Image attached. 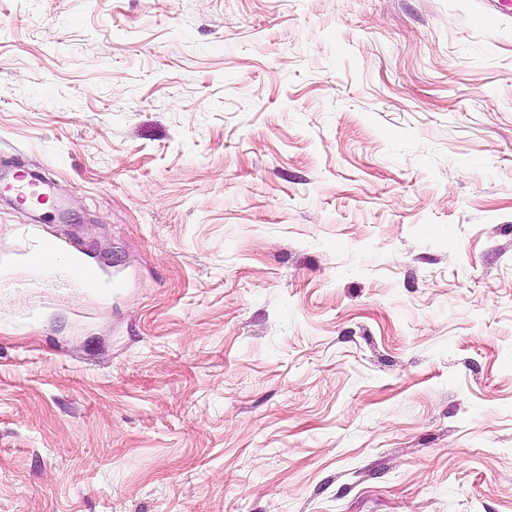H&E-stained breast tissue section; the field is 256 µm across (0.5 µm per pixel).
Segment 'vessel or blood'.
Wrapping results in <instances>:
<instances>
[{
	"label": "vessel or blood",
	"mask_w": 512,
	"mask_h": 512,
	"mask_svg": "<svg viewBox=\"0 0 512 512\" xmlns=\"http://www.w3.org/2000/svg\"><path fill=\"white\" fill-rule=\"evenodd\" d=\"M0 194L19 204L32 197L51 203L56 200L52 178L21 169L10 170L0 179ZM18 235L24 243L22 250L0 254V264L9 266L19 260L28 273L21 278L0 277V292L36 293L47 285L68 282L88 296L108 299L125 286L122 277L87 262L83 251L68 238L33 236L27 224L19 225Z\"/></svg>",
	"instance_id": "1"
}]
</instances>
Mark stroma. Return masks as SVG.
<instances>
[{
    "mask_svg": "<svg viewBox=\"0 0 512 512\" xmlns=\"http://www.w3.org/2000/svg\"><path fill=\"white\" fill-rule=\"evenodd\" d=\"M22 165L127 287L0 299V512H512L481 0H0Z\"/></svg>",
    "mask_w": 512,
    "mask_h": 512,
    "instance_id": "obj_1",
    "label": "stroma"
}]
</instances>
